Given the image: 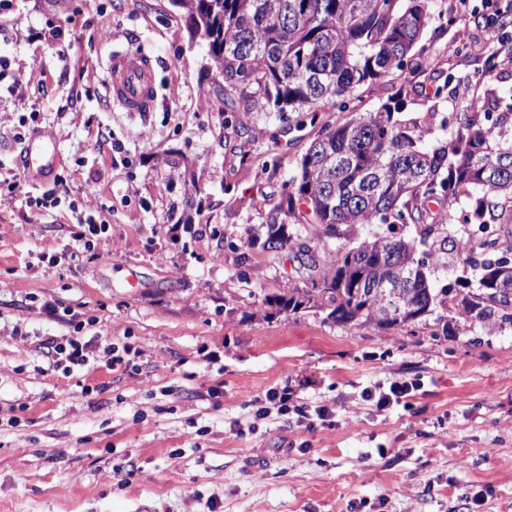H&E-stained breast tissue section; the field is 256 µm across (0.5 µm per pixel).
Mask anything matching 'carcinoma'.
<instances>
[{
  "label": "carcinoma",
  "instance_id": "obj_1",
  "mask_svg": "<svg viewBox=\"0 0 512 512\" xmlns=\"http://www.w3.org/2000/svg\"><path fill=\"white\" fill-rule=\"evenodd\" d=\"M190 28L208 42L216 72L244 132L257 112L315 123L329 105L347 118L325 124L310 141L288 190L265 216V239L248 249L277 252L288 245L287 224H319L341 242L310 288H290L274 300L296 311L322 300L343 325H411L449 307L448 292L470 320L512 326V103L499 111L495 56L481 77L482 94L452 113V133L424 145L434 113L402 120L403 101L374 112L359 109L354 92L406 69L427 71L434 96L450 76L417 47L432 27L433 0H177ZM365 224L386 231L357 240ZM398 224L416 236L396 235ZM451 224L494 228L466 248L448 235ZM462 257L465 274L439 289L430 270Z\"/></svg>",
  "mask_w": 512,
  "mask_h": 512
}]
</instances>
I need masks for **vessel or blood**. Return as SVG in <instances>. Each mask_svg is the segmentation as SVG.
I'll return each mask as SVG.
<instances>
[{
	"mask_svg": "<svg viewBox=\"0 0 512 512\" xmlns=\"http://www.w3.org/2000/svg\"><path fill=\"white\" fill-rule=\"evenodd\" d=\"M106 82L114 105L128 112H150L156 103L155 63L145 53L129 48L111 55ZM59 162L57 148L33 136L25 144L19 164L26 174L40 177Z\"/></svg>",
	"mask_w": 512,
	"mask_h": 512,
	"instance_id": "1",
	"label": "vessel or blood"
}]
</instances>
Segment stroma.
Segmentation results:
<instances>
[{
	"label": "stroma",
	"instance_id": "stroma-1",
	"mask_svg": "<svg viewBox=\"0 0 512 512\" xmlns=\"http://www.w3.org/2000/svg\"><path fill=\"white\" fill-rule=\"evenodd\" d=\"M434 12L444 32L421 46L451 74L447 96L408 70L360 91L367 112L398 97L404 117L435 112L430 147L458 90L479 91L488 53L512 87V29L482 25L487 0ZM459 42L470 52H451ZM128 47L157 61L153 111L109 101V58ZM1 56L0 184L18 188L0 193V512H466L482 490V512H512V327L431 315L379 329L336 324L318 303L285 310L274 298L309 287L335 240L291 224L280 252L243 249L265 236L317 125L271 113L241 136L171 0H0ZM22 120L61 154L35 183L18 163ZM92 177L107 233L74 261L39 262L69 244ZM33 185L58 206L30 203ZM49 301L87 321L88 366L50 368L45 341L70 332ZM111 346L128 363L108 365ZM414 376L420 389L389 410L363 397ZM285 386L331 417L256 415L251 399Z\"/></svg>",
	"mask_w": 512,
	"mask_h": 512
}]
</instances>
